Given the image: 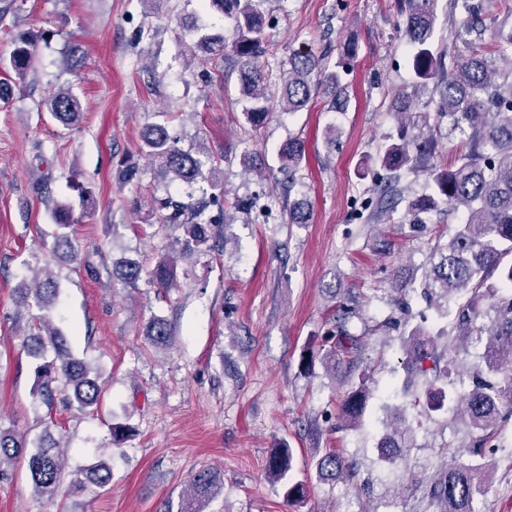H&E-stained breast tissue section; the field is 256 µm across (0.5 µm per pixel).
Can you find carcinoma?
I'll list each match as a JSON object with an SVG mask.
<instances>
[{"instance_id": "carcinoma-1", "label": "carcinoma", "mask_w": 512, "mask_h": 512, "mask_svg": "<svg viewBox=\"0 0 512 512\" xmlns=\"http://www.w3.org/2000/svg\"><path fill=\"white\" fill-rule=\"evenodd\" d=\"M436 0H404L402 33L410 45L414 81L410 89L398 93L394 116L398 125L396 140L385 146L379 157L380 167L398 172L404 167L419 169L427 176L424 191L406 201V216L411 224H425L437 213L457 210L464 220L446 241H436L430 266L425 270L420 287L436 305L455 302L453 329L467 338L485 335L482 361L490 377L483 379L455 403L456 412L466 416L475 431L469 464H450L427 479L428 494L439 506L438 512H476L475 501L482 492L485 472L484 448L512 416V264L500 269L504 257L512 256V31L504 32L502 22L491 7H486L490 25L496 28L491 49L475 52L454 65L453 72L442 75L443 52L434 49L432 35L436 24ZM210 8L233 21L232 39L219 31L199 36L188 47L190 59L209 63L230 58L239 73L241 112L254 126L262 124L275 110L297 112L321 93L339 98L344 93V77L351 74L357 51L348 43L340 46L335 63L329 62L330 52L316 55L296 51L288 58V68L279 76L278 94L269 89V73L264 57L267 53L265 18L253 0H209ZM39 36L22 35L14 43L8 67L23 78L33 67ZM437 80L439 98L433 108L417 111L414 99L428 81ZM47 111L64 127L79 124L81 105L68 88L60 87L45 101ZM448 118L453 128L468 130L469 152L452 168L436 169L431 164L434 153L432 132L436 122ZM147 155L157 170L171 182L192 185L208 181L212 187L213 169L197 154L183 150L162 125L150 127L144 136ZM279 170L293 177L304 157V144L290 138L278 152ZM223 194L194 203H178L169 198L158 201L162 210L169 211L165 221L183 230L177 240L181 251L194 254L212 249L215 225L225 219L221 208ZM218 206L215 216L203 218L206 209ZM309 205L295 201L288 208V223L305 224ZM52 220L63 232L55 241L54 250L74 259L77 252L64 233L73 224L72 208L60 204L52 210ZM143 268L132 258L112 261V274L134 286ZM174 260L162 257L151 272L152 280L162 288L170 286ZM57 285L49 275L35 278L33 285L15 289L17 303L47 308L57 296ZM491 301L494 318L482 328L474 326L478 307ZM345 319L339 320L332 345L321 357L328 366L336 365V352L356 355L361 338L344 329ZM147 335L156 345L167 346L172 341L168 322L154 317L147 323ZM445 331L431 335L422 325L412 327L402 338L409 354L405 366L406 383L413 386L425 381L426 386L448 375L440 368L437 341ZM29 351L42 363L35 367L36 395L44 403L53 402L58 383H63L67 400L81 411L98 408L101 396L100 372L74 357L64 336L42 320L30 333ZM54 357L44 359L46 348ZM370 398L364 381L349 388L342 403V418L348 426L361 423ZM112 445L119 447L133 436L135 428L126 422H114L110 427ZM19 460L27 461L32 488L42 496H56L61 488L63 454L59 442L45 432L38 446L28 451L25 438L0 430V480L8 479L7 467ZM344 461L334 450L316 460V471L323 479H334L343 471ZM292 450L284 447L268 460L267 477L281 486L286 499L304 493V486L291 478ZM84 479L100 487L112 480V471L105 458L83 469ZM221 478L210 469L198 471L191 479L192 494L182 498L177 512H200L196 502L213 497Z\"/></svg>"}]
</instances>
